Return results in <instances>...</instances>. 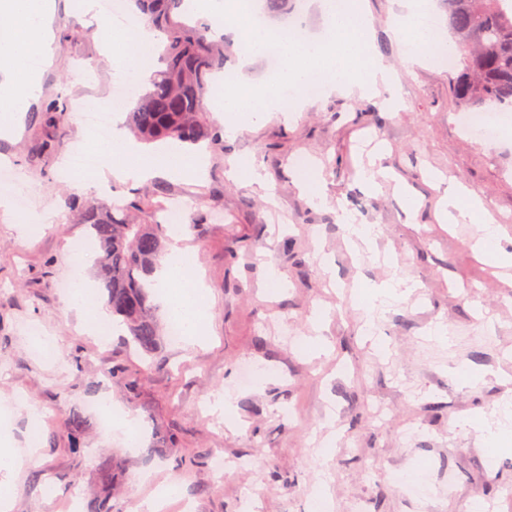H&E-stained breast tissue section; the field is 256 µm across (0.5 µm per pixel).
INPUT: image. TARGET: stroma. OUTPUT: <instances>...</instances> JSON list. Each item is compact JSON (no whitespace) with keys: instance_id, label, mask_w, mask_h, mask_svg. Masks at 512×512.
I'll use <instances>...</instances> for the list:
<instances>
[{"instance_id":"stroma-1","label":"stroma","mask_w":512,"mask_h":512,"mask_svg":"<svg viewBox=\"0 0 512 512\" xmlns=\"http://www.w3.org/2000/svg\"><path fill=\"white\" fill-rule=\"evenodd\" d=\"M55 43L42 92L13 140H0L25 205L44 221L28 231L0 221V395L16 438L35 429L38 450L13 490V512H73L110 493L115 512H136L165 485L180 487L167 512H313L312 491L327 486L331 512H512V451L492 452L479 432L452 428L474 414L495 421L512 402V269L471 249L481 222L439 217L445 192L476 193L503 223L512 252V128L482 141L461 122L447 66L407 68L390 33L406 0H364L372 40L402 98L388 112L378 100L318 98L293 121L271 112L232 136L210 117L204 180L160 176L149 182L153 212L176 197L186 213L185 246L198 258L210 317L202 344H164L153 366L129 352L124 330L99 338L65 305L58 283L73 277L72 254L86 242L68 202L80 196L61 165L93 140L78 105H108L114 71L95 21L76 0H56ZM67 110L63 125L45 108ZM316 164L328 200L314 205L297 187V157ZM260 166L271 195L229 179L230 162ZM391 177L370 193L363 171ZM418 202L405 209V194ZM376 225L372 251L353 257L339 210ZM284 280L266 293V265ZM419 282L389 306L372 334H361L367 293L392 276ZM323 316L325 352L299 348ZM447 342L430 336L435 325ZM53 344L44 358L33 335ZM479 380L463 385L456 366ZM231 390L233 424L209 405ZM111 398L140 426L139 447L111 439L92 405ZM87 426L74 436L70 410ZM336 433L335 448L323 440ZM230 470L216 475L214 453ZM496 464H488L489 455Z\"/></svg>"}]
</instances>
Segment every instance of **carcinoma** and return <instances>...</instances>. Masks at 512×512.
Segmentation results:
<instances>
[{
    "instance_id": "cac0c4a2",
    "label": "carcinoma",
    "mask_w": 512,
    "mask_h": 512,
    "mask_svg": "<svg viewBox=\"0 0 512 512\" xmlns=\"http://www.w3.org/2000/svg\"><path fill=\"white\" fill-rule=\"evenodd\" d=\"M446 2L457 100L479 111L512 107V0ZM138 5L165 37V48L160 69L129 112L131 132L145 143L197 145L214 139L203 105L208 75L224 67L214 31L192 23L184 0H138ZM70 210L74 223L86 225L99 243L96 275L106 305L127 328L128 348L153 363L165 331L152 301V276L171 243L167 225L152 218L142 199L115 207L74 198Z\"/></svg>"
}]
</instances>
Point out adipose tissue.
<instances>
[{
	"label": "adipose tissue",
	"instance_id": "adipose-tissue-1",
	"mask_svg": "<svg viewBox=\"0 0 512 512\" xmlns=\"http://www.w3.org/2000/svg\"><path fill=\"white\" fill-rule=\"evenodd\" d=\"M429 0H414L407 14L396 17L392 32L403 47L409 65L415 66L447 53L449 42L443 30L425 23ZM0 11L12 19L8 28L0 29V89L13 93L16 115L27 112L32 101L41 93L40 72L31 70L33 56L44 60L53 58L52 21L56 12L55 0H0ZM127 20L133 29L139 54V65L132 71L136 83H146L152 73V61L160 34L135 12ZM97 152L109 161L114 173L135 182H145L159 175L173 178L205 177L208 156L205 149L185 150L161 146L144 150L124 134H116L111 142L100 143ZM96 246L87 243L73 258L76 286L66 300L68 309L86 315V329L97 332L111 327L112 317L103 307L93 284L84 269ZM163 303L171 320L179 323L187 344H199L203 336L207 311L202 303L191 300L182 288L183 283L195 285L203 293L205 284L198 278L195 255L172 245L163 267L155 274ZM35 448L33 436L17 441L10 430L0 429V512H12L10 486L23 470L26 459Z\"/></svg>",
	"mask_w": 512,
	"mask_h": 512
}]
</instances>
